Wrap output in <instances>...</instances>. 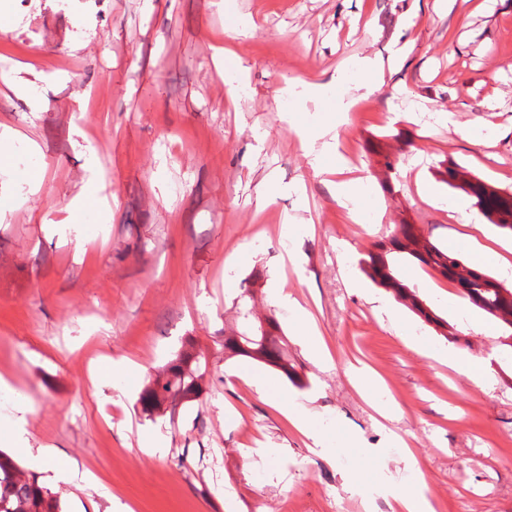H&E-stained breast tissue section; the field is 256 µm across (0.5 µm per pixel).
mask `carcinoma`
Returning a JSON list of instances; mask_svg holds the SVG:
<instances>
[{
	"instance_id": "cac0c4a2",
	"label": "carcinoma",
	"mask_w": 512,
	"mask_h": 512,
	"mask_svg": "<svg viewBox=\"0 0 512 512\" xmlns=\"http://www.w3.org/2000/svg\"><path fill=\"white\" fill-rule=\"evenodd\" d=\"M443 182L465 193L480 214L501 233L512 236V191H504L475 177L463 167L448 165L442 172ZM405 263L429 268L454 284L461 297L476 308L501 322L504 330H512V288L489 275L472 258H465L438 246L412 224L399 225V232L380 240L359 259V269L376 285L390 292L398 301L423 321L448 327L420 298L417 288L403 275ZM264 279L255 269L240 286L237 297L238 323L224 334V352L263 363L279 371L295 384H302L296 362L288 357L286 343L278 321L268 317L262 331L254 334L249 324L250 288ZM201 363L191 350L176 354L164 367L163 376L144 386L138 402L150 416L169 415L175 421L176 409L196 400L202 393ZM0 512H63L58 493L34 474L26 475L15 458L0 450Z\"/></svg>"
}]
</instances>
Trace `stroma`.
<instances>
[{
	"mask_svg": "<svg viewBox=\"0 0 512 512\" xmlns=\"http://www.w3.org/2000/svg\"><path fill=\"white\" fill-rule=\"evenodd\" d=\"M250 20L253 35L234 37ZM0 23L1 450L25 402L33 446L70 476L17 460L67 512H364L353 476L434 512H512V338L417 265L406 279L458 336L400 304L389 318L357 266L399 224L445 246L464 233L448 164L512 190V0H0ZM363 58L384 72L360 94ZM308 82L322 95L280 94ZM304 132L329 133L334 150L313 160ZM347 150L364 179L357 224L326 175ZM95 170L112 207L73 214ZM256 268L254 317L277 318L305 387L224 356L236 287ZM187 338L206 362L203 395L177 422L145 415L141 390ZM451 345L488 386L449 367ZM102 355L126 367L89 383ZM359 363L378 389L350 381Z\"/></svg>",
	"mask_w": 512,
	"mask_h": 512,
	"instance_id": "obj_1",
	"label": "stroma"
}]
</instances>
